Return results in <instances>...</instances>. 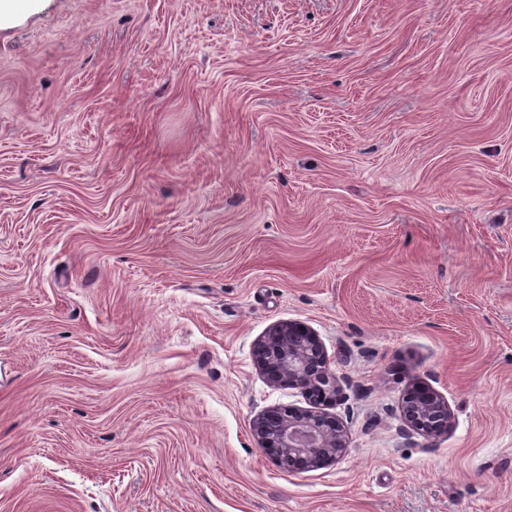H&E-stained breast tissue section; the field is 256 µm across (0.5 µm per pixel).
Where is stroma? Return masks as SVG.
Listing matches in <instances>:
<instances>
[{
    "label": "stroma",
    "instance_id": "obj_1",
    "mask_svg": "<svg viewBox=\"0 0 512 512\" xmlns=\"http://www.w3.org/2000/svg\"><path fill=\"white\" fill-rule=\"evenodd\" d=\"M282 321L341 386L313 471L250 433L308 406ZM0 512H512V0H11ZM421 388H415L412 391ZM420 399H412L410 391L402 406V413L409 428L426 439H436L446 433L450 424L451 412L442 396L425 389ZM442 416L444 423L441 429L430 427L426 422L429 418Z\"/></svg>",
    "mask_w": 512,
    "mask_h": 512
}]
</instances>
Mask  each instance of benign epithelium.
Returning <instances> with one entry per match:
<instances>
[{
    "mask_svg": "<svg viewBox=\"0 0 512 512\" xmlns=\"http://www.w3.org/2000/svg\"><path fill=\"white\" fill-rule=\"evenodd\" d=\"M257 363L270 381L300 389L309 403L304 410L255 415L251 431L257 445L287 472L317 469L343 457L349 435L342 422L325 412L339 388L333 360L320 338L305 325L275 323L258 346ZM402 413L413 432L430 440L444 435L451 419L444 398L429 391L416 400L407 394Z\"/></svg>",
    "mask_w": 512,
    "mask_h": 512,
    "instance_id": "7a95c632",
    "label": "benign epithelium"
}]
</instances>
